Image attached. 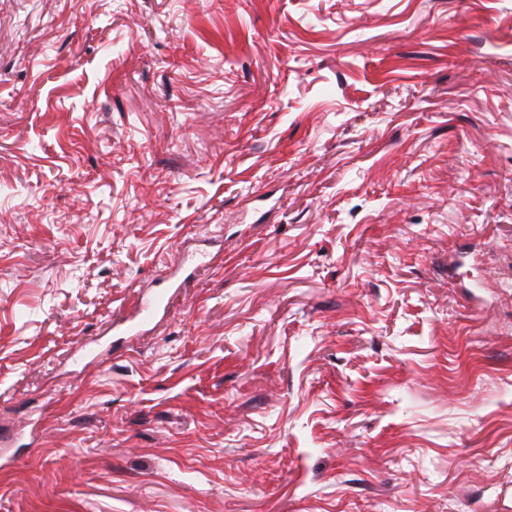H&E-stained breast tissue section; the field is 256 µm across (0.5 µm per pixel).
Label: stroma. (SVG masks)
Masks as SVG:
<instances>
[{
  "instance_id": "35a3bbf8",
  "label": "stroma",
  "mask_w": 512,
  "mask_h": 512,
  "mask_svg": "<svg viewBox=\"0 0 512 512\" xmlns=\"http://www.w3.org/2000/svg\"><path fill=\"white\" fill-rule=\"evenodd\" d=\"M0 512H512V0H0ZM174 293L166 290L155 294L154 296L141 300L138 304L137 316L133 319H120L118 326L122 334L126 336H135L139 334L140 325L151 321L157 311L169 306Z\"/></svg>"
}]
</instances>
